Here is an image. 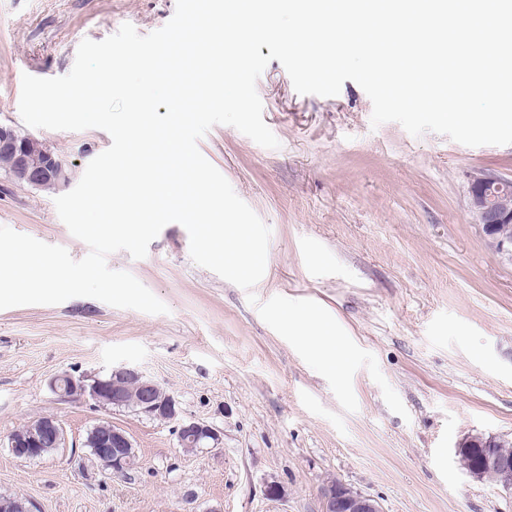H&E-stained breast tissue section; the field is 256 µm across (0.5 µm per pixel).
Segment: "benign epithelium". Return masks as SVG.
<instances>
[{
  "label": "benign epithelium",
  "mask_w": 512,
  "mask_h": 512,
  "mask_svg": "<svg viewBox=\"0 0 512 512\" xmlns=\"http://www.w3.org/2000/svg\"><path fill=\"white\" fill-rule=\"evenodd\" d=\"M0 153L12 156L19 181L31 186L54 180L68 182L63 162L51 151L40 159L29 155L26 137L14 128L0 123ZM469 207L481 224L490 249L512 261V239L495 233L500 224H512V190L506 182L494 177L474 179L469 190ZM135 387L139 393V411L162 420L177 416L175 399L157 383L145 377L138 369L122 366L113 369L105 378L86 379L71 375H57L51 388L63 398L87 396L100 405L123 407L127 404V389ZM179 438L186 449L204 448L221 443L220 433L199 422L181 426ZM63 442L60 426L51 418H41L16 429L9 437V448L16 455L36 458L43 448H59ZM84 447L95 454L99 462L114 473H122L134 463L133 443L127 433L111 424H99L87 434ZM464 467L477 475L485 468L496 469L502 474L505 487L512 486V461L505 460L491 451L480 457V463L463 462ZM324 512H380L377 501L367 495L354 493L344 485L327 486L324 490Z\"/></svg>",
  "instance_id": "benign-epithelium-1"
}]
</instances>
